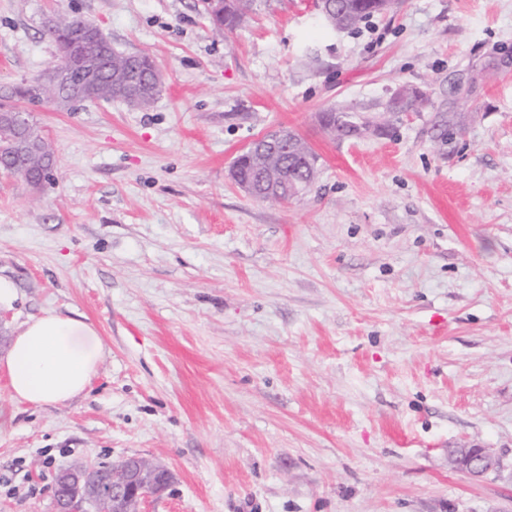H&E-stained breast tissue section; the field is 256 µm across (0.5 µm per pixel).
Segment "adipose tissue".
Here are the masks:
<instances>
[{"instance_id": "1", "label": "adipose tissue", "mask_w": 512, "mask_h": 512, "mask_svg": "<svg viewBox=\"0 0 512 512\" xmlns=\"http://www.w3.org/2000/svg\"><path fill=\"white\" fill-rule=\"evenodd\" d=\"M105 353L89 322L48 313L19 328L5 367L13 396L35 406L66 403L86 391Z\"/></svg>"}]
</instances>
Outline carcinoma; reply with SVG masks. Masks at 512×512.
Returning <instances> with one entry per match:
<instances>
[{
  "instance_id": "carcinoma-1",
  "label": "carcinoma",
  "mask_w": 512,
  "mask_h": 512,
  "mask_svg": "<svg viewBox=\"0 0 512 512\" xmlns=\"http://www.w3.org/2000/svg\"><path fill=\"white\" fill-rule=\"evenodd\" d=\"M215 32L222 36L224 31L234 29L244 15L252 10L257 0H221L222 5L212 0H202ZM400 0H341L339 18L331 24L338 30H354L368 18L393 11ZM88 21L78 16L60 17L47 29L53 44L70 41L75 33L86 29ZM92 77L89 85L95 89L93 95H82L78 102L98 100H119L132 109L150 108L161 92L150 82V77L158 70L154 58L141 53L131 59L128 54L114 47L102 38L91 47ZM10 97L22 99L30 104L52 102L59 106H69L72 101L59 91L46 86L43 80H35L13 88ZM429 103V98L415 92L392 103L391 112H403L419 109ZM237 175L243 180L257 181L267 172L280 181L288 183L292 178L307 185L312 181V169L309 161L300 150L294 149L287 156L268 151L259 154L247 150L237 156L233 163Z\"/></svg>"
}]
</instances>
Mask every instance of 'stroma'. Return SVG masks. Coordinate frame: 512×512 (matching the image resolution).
<instances>
[{"label":"stroma","mask_w":512,"mask_h":512,"mask_svg":"<svg viewBox=\"0 0 512 512\" xmlns=\"http://www.w3.org/2000/svg\"><path fill=\"white\" fill-rule=\"evenodd\" d=\"M258 0L216 36L200 0H0V96L58 62L78 15L157 62L150 109L33 107L53 178L0 173L12 337L78 316L105 354L86 395L36 407L0 364V512H53L56 473L141 456L147 512H512V0H404L359 29ZM430 105L340 140L321 124ZM287 128L315 180L268 202L234 159ZM87 24L90 23L78 16L59 17L55 20V24L47 29V34L55 47H57L59 42L72 41V37L75 33L85 29L83 35L80 37V42H96L99 38V31L95 26L87 27ZM453 464L456 469L476 478L504 469L501 457L489 448H460L453 458Z\"/></svg>","instance_id":"obj_1"}]
</instances>
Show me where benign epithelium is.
<instances>
[{
    "label": "benign epithelium",
    "instance_id": "1",
    "mask_svg": "<svg viewBox=\"0 0 512 512\" xmlns=\"http://www.w3.org/2000/svg\"><path fill=\"white\" fill-rule=\"evenodd\" d=\"M63 66L49 70L56 85L67 92H77L82 86L75 83L74 74L81 64L77 44L58 48ZM30 128L28 113L1 112L0 132L18 133ZM294 134L285 131L271 133L254 144L253 150L286 146ZM51 144L44 132L35 133L21 142V151L47 150ZM456 469L481 478L490 472L504 469L501 457L488 448H462L453 458ZM102 463L74 464L58 471L54 485L55 512H102L99 504L112 502V512H146L149 499L163 495L173 482L172 472L161 464H153L138 456H127L112 465L110 483L103 485Z\"/></svg>",
    "mask_w": 512,
    "mask_h": 512
}]
</instances>
